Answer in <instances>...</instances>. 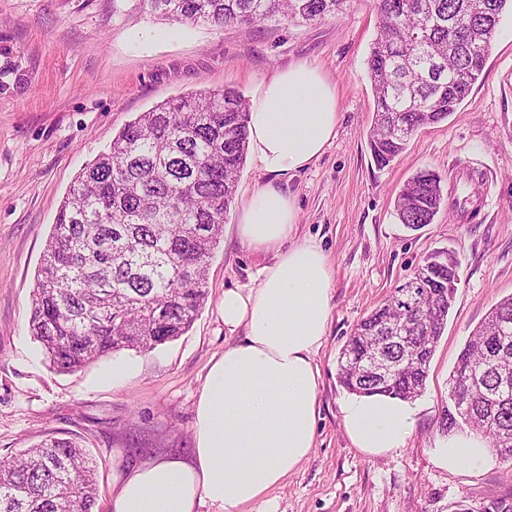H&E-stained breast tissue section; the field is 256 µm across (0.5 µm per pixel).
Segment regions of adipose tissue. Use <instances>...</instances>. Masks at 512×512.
I'll list each match as a JSON object with an SVG mask.
<instances>
[{
    "mask_svg": "<svg viewBox=\"0 0 512 512\" xmlns=\"http://www.w3.org/2000/svg\"><path fill=\"white\" fill-rule=\"evenodd\" d=\"M336 89L321 70L300 62L262 80L248 117L250 154L265 173L299 171L336 136ZM295 202L266 185L243 206L238 223L248 246L273 253L257 287L229 288L219 311L240 341L209 368L195 405L189 457L141 464L120 484L113 512H242L260 503L279 512L272 489L297 471L315 445L322 373L315 361L328 333L331 270L322 249L291 242ZM352 446L386 456L412 437L418 410L409 401L353 395L341 405ZM445 470L489 464L487 443L472 432L450 434L433 451Z\"/></svg>",
    "mask_w": 512,
    "mask_h": 512,
    "instance_id": "obj_1",
    "label": "adipose tissue"
}]
</instances>
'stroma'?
Returning <instances> with one entry per match:
<instances>
[{
	"label": "stroma",
	"mask_w": 512,
	"mask_h": 512,
	"mask_svg": "<svg viewBox=\"0 0 512 512\" xmlns=\"http://www.w3.org/2000/svg\"><path fill=\"white\" fill-rule=\"evenodd\" d=\"M377 34L375 0H348L335 16L215 27L180 23L142 0H0V461L50 438L79 442L97 464L99 512H112L121 479L140 463L192 446L195 403L212 362L237 341L219 312L228 288H252L272 254L237 234L243 204L270 177L246 160L223 238L209 262L207 299L186 334L148 352L119 350L137 370L110 377L111 357L75 373L50 368L29 326L46 241L82 169L137 115L192 91L232 87L251 96L275 70L307 61L336 85L339 120L325 153L277 184L292 195V238L325 252L331 317L316 357L322 372L315 446L273 495L280 512H454L512 489L500 460L447 471L433 461L446 438L448 378L472 331L512 296V12L467 98L447 120L416 133L377 167L367 131L373 97L366 58ZM444 194L472 196L467 212L440 208L433 223L399 224L394 202L416 172ZM461 260L460 282L416 402L417 427L385 457L353 448L342 424L341 349L356 324L430 253Z\"/></svg>",
	"instance_id": "35a3bbf8"
}]
</instances>
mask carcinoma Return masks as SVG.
<instances>
[{
	"instance_id": "obj_1",
	"label": "carcinoma",
	"mask_w": 512,
	"mask_h": 512,
	"mask_svg": "<svg viewBox=\"0 0 512 512\" xmlns=\"http://www.w3.org/2000/svg\"><path fill=\"white\" fill-rule=\"evenodd\" d=\"M346 0H143L153 14L222 27L267 20L315 21ZM377 36L367 57L373 116L367 137L385 167L418 131L440 123L484 69L500 16L512 0H378ZM250 102L237 90L181 95L141 113L77 176L61 205L38 269L29 329L50 367L74 373L112 352L151 351L183 336L206 298V269L224 231L248 152ZM441 178L424 170L395 199L400 223H432ZM460 262L442 250L425 276L395 288L347 338L337 378L351 394L413 400L452 308ZM408 361L385 379L357 367L378 337ZM465 404L445 410L452 433L482 435L512 465V297L473 332L449 378ZM95 466L86 450L52 439L0 465V512H94ZM456 512H512V491Z\"/></svg>"
}]
</instances>
